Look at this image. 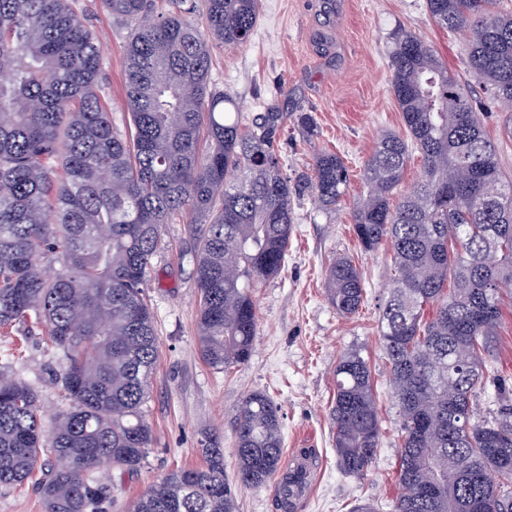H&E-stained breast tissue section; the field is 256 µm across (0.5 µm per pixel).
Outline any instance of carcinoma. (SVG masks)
I'll use <instances>...</instances> for the list:
<instances>
[{
	"mask_svg": "<svg viewBox=\"0 0 512 512\" xmlns=\"http://www.w3.org/2000/svg\"><path fill=\"white\" fill-rule=\"evenodd\" d=\"M498 2L426 0V10L444 29L469 31V69L507 106L502 132L512 138V12ZM104 3L129 29L125 134L101 93L99 39L70 0H0V329L35 319L62 354L56 383L72 401L47 434L36 391L0 372V487L41 472L45 512H105L96 473L138 470L152 444L143 406L157 338L145 288L167 247L162 225L178 215L205 225L194 250L199 354L222 370L251 357V288L284 266L295 198L308 192L331 215L350 186L343 160L325 149L291 181L280 156L288 113L258 112L245 127L235 100L211 84V48L246 45L260 0H167L164 13L154 0ZM199 9L200 23L190 18ZM391 43L405 133L379 136L353 206L362 248L392 250L380 330L402 415L391 512H512V406L490 420L472 407L512 299V178L434 47L401 27ZM293 125L317 136L309 112ZM414 150L421 176L399 195ZM52 256L62 267L49 274L41 261ZM325 284L339 315L358 312L365 284L350 258L329 262ZM335 376L338 462L362 476L380 437L372 372L350 352ZM233 436L237 486L278 474L282 504L299 496L306 474L281 471L282 428L267 395L244 398ZM201 455L129 512H235L224 450L209 443Z\"/></svg>",
	"mask_w": 512,
	"mask_h": 512,
	"instance_id": "obj_1",
	"label": "carcinoma"
}]
</instances>
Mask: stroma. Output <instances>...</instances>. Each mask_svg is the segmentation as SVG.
I'll use <instances>...</instances> for the list:
<instances>
[{"label": "stroma", "instance_id": "obj_1", "mask_svg": "<svg viewBox=\"0 0 512 512\" xmlns=\"http://www.w3.org/2000/svg\"><path fill=\"white\" fill-rule=\"evenodd\" d=\"M102 47L99 84L112 107V120L126 131L123 107L124 56L128 32L114 24L102 0H74ZM411 29L431 43L449 70L466 85L489 138L497 146L501 169L512 176V140L502 138L504 107L490 102L466 65L464 38L434 24L424 0H261L260 17L246 46L214 45L212 77L218 91L243 105V118L257 112L314 115L318 136L307 142L291 130L281 139L284 170L295 178L310 171L315 149L336 152L350 171L349 196L364 192L362 172L382 132L402 128L390 91L389 37L397 27ZM297 222L281 273L252 290L258 325L250 360L216 371L198 353L197 288L194 246L202 225L176 217L162 227L169 247L155 256L147 297L155 316L158 358L144 412L153 443L133 473H99L113 501L107 512L126 504L168 471L201 464L205 441L224 450V474L236 479L231 424L242 399L259 391L274 402L283 435V464L298 449H311L313 482L293 512H353L361 502L376 512H390L398 492L395 481L401 442L400 407L390 386L389 366L379 319L388 297L391 250L380 245L362 251L353 233V210L344 205L335 217L318 210L311 197L295 204ZM350 257L365 282L358 313L337 314L325 288L329 261ZM357 351L368 361L377 395L380 439L366 475L345 473L333 440L331 408L334 372L340 358ZM0 369L38 394L45 424L69 406L52 380L60 355L48 348L41 329L32 334L0 335ZM512 405V303H505L487 375V393L475 402L479 416L499 405Z\"/></svg>", "mask_w": 512, "mask_h": 512}]
</instances>
